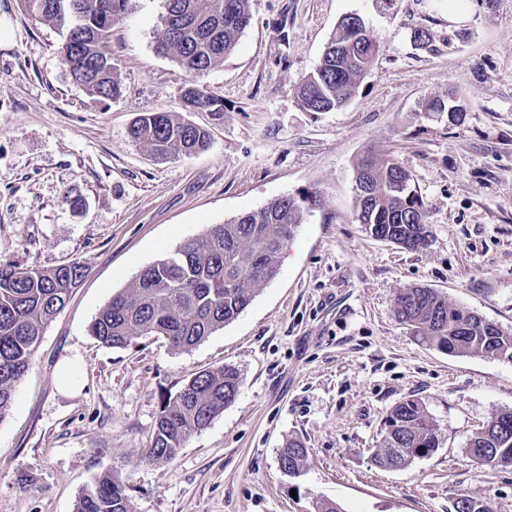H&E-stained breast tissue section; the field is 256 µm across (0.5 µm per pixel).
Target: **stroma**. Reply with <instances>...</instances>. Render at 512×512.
I'll use <instances>...</instances> for the list:
<instances>
[{"mask_svg": "<svg viewBox=\"0 0 512 512\" xmlns=\"http://www.w3.org/2000/svg\"><path fill=\"white\" fill-rule=\"evenodd\" d=\"M252 21L224 61L196 76L155 50L164 0H130L109 50L121 95L75 84L61 36L0 0V260L85 268L48 324L0 419V512H75L95 477L118 471L133 512H454L463 495L512 512V466L467 444L512 411V361L450 355L395 313L425 287L512 332V0H252ZM381 46L351 100L306 111L297 87L345 15ZM425 31L415 39L416 31ZM207 87L224 120L186 111V83ZM465 107L460 121L434 101ZM166 111L209 127L207 150L155 157L128 128ZM395 157L423 199L428 246L409 251L357 220L356 164ZM318 191L263 285L234 321L176 353L160 336L123 348L90 325L143 268L272 199ZM81 199L72 208L66 195ZM78 383H57L62 363ZM225 364L235 401L171 460L146 462L163 398ZM419 400L438 446L403 469L378 466L385 421ZM308 450L302 474L278 464ZM308 450L299 440H289L284 448L281 449L279 458L284 465L291 468L294 472L300 473L307 459Z\"/></svg>", "mask_w": 512, "mask_h": 512, "instance_id": "35a3bbf8", "label": "stroma"}]
</instances>
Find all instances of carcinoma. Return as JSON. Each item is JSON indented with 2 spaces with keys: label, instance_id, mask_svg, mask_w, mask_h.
<instances>
[{
  "label": "carcinoma",
  "instance_id": "carcinoma-1",
  "mask_svg": "<svg viewBox=\"0 0 512 512\" xmlns=\"http://www.w3.org/2000/svg\"><path fill=\"white\" fill-rule=\"evenodd\" d=\"M34 21L57 28L59 54L73 80L89 95L116 100L121 87L108 39L113 21L127 11L129 0H20ZM252 21L251 0H165L158 49L185 72L201 73L224 61ZM343 18L329 38L319 64L298 87L309 112L343 106L380 53L370 36ZM197 110L224 119L223 104L198 84L184 87ZM132 139L161 158L190 156L210 144L207 129L169 112H148L131 125ZM370 183L368 199L358 200L357 220L377 226L376 237L417 249L428 236L426 208L411 185L409 172L394 158L369 153L356 166ZM322 206L320 195L307 191L282 196L225 224L208 226L200 235L146 266L133 284L113 295L93 320L90 331L106 345L124 347L137 336H162L171 350L186 351L235 320L256 292L279 271V256L305 214ZM84 275L78 262L49 268L0 262V419L12 400L14 384L30 368L48 323L65 307ZM398 318L441 351L498 357L512 361V332L488 336L467 334L456 323L462 308L430 288H408L396 297ZM239 373L224 364L194 375L160 407L156 431L145 459H172L187 438L203 429L238 395ZM384 446L375 461L387 467L407 466L408 449L431 453L438 447L437 429L417 400L398 404L388 416ZM468 449L477 456L512 465V432L488 438L476 432ZM308 450L290 440L279 458L301 472ZM76 512H132L125 481L115 473L96 477L79 496Z\"/></svg>",
  "mask_w": 512,
  "mask_h": 512
}]
</instances>
